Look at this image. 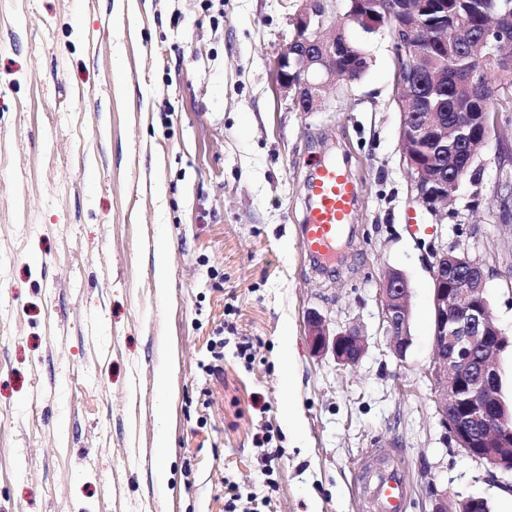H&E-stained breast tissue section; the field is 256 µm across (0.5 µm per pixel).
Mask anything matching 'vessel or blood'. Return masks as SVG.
I'll use <instances>...</instances> for the list:
<instances>
[{"instance_id": "obj_1", "label": "vessel or blood", "mask_w": 512, "mask_h": 512, "mask_svg": "<svg viewBox=\"0 0 512 512\" xmlns=\"http://www.w3.org/2000/svg\"><path fill=\"white\" fill-rule=\"evenodd\" d=\"M306 198L302 247L317 261H330L350 221L355 201L354 184L345 169L326 162L320 164L307 181ZM365 480L375 492L381 512H406L407 493L394 468L373 471Z\"/></svg>"}]
</instances>
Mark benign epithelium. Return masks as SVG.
I'll return each mask as SVG.
<instances>
[{
	"mask_svg": "<svg viewBox=\"0 0 512 512\" xmlns=\"http://www.w3.org/2000/svg\"><path fill=\"white\" fill-rule=\"evenodd\" d=\"M292 17L295 34L278 53L274 62L277 90L291 101L298 112H318L325 104L324 92L336 85L348 86L353 80L336 74V36L326 34L330 20L336 19V0H296ZM394 15L346 11L339 18L361 22L363 31L389 30L395 63V102L401 114L402 159L410 178L413 200L429 213H448V194L456 192L460 179L448 176L441 165L423 162L416 154L424 142L441 139V127L419 120L405 111L401 98L405 87L418 82L415 60L433 42L453 47L466 46L476 38L472 29L454 18L443 17L434 25L421 18L411 0H394ZM481 40L491 50L512 41V33L486 26ZM469 128L486 137L496 129L491 113L482 109L465 113ZM433 279V363L429 376L437 394L436 411L456 447L474 459L502 473L512 472V413L501 399L496 359L509 338L497 326L485 295L486 264L465 252L431 251ZM407 277L398 272L386 274L381 288L382 323L394 354L403 358L410 345ZM306 330L312 351L330 354L343 365L357 364L366 351L363 336L354 328L330 331L326 319L311 311ZM477 500L436 499L431 512H477Z\"/></svg>",
	"mask_w": 512,
	"mask_h": 512,
	"instance_id": "obj_1",
	"label": "benign epithelium"
}]
</instances>
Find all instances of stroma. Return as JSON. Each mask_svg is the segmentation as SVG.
Returning a JSON list of instances; mask_svg holds the SVG:
<instances>
[{
  "mask_svg": "<svg viewBox=\"0 0 512 512\" xmlns=\"http://www.w3.org/2000/svg\"><path fill=\"white\" fill-rule=\"evenodd\" d=\"M295 9L0 0V512H228L253 497L260 512H371L355 480L387 456L408 512L445 492L512 512L506 476L448 444L427 376L431 250L487 260L495 321L512 336V223L500 217L512 124L479 150L447 214H430L401 160L388 30L348 25L366 72L299 112L273 71ZM325 161L358 186L350 247L328 275L298 232ZM391 269L412 288L401 359L381 326ZM312 310L364 336L356 365L314 355ZM292 393L298 437L284 419Z\"/></svg>",
  "mask_w": 512,
  "mask_h": 512,
  "instance_id": "35a3bbf8",
  "label": "stroma"
}]
</instances>
